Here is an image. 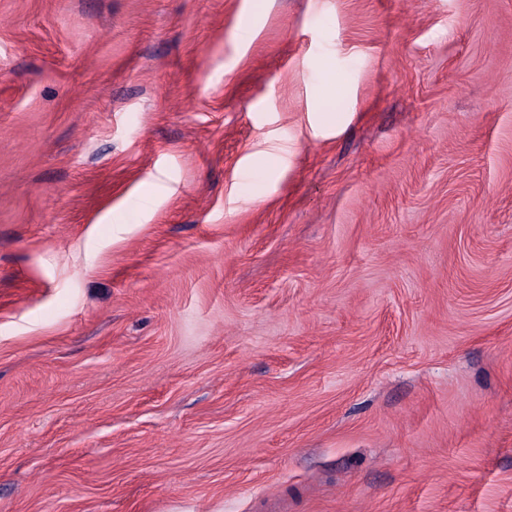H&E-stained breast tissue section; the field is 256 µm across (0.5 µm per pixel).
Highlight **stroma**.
Segmentation results:
<instances>
[{
	"instance_id": "obj_1",
	"label": "stroma",
	"mask_w": 512,
	"mask_h": 512,
	"mask_svg": "<svg viewBox=\"0 0 512 512\" xmlns=\"http://www.w3.org/2000/svg\"><path fill=\"white\" fill-rule=\"evenodd\" d=\"M0 512H512V0H0Z\"/></svg>"
}]
</instances>
